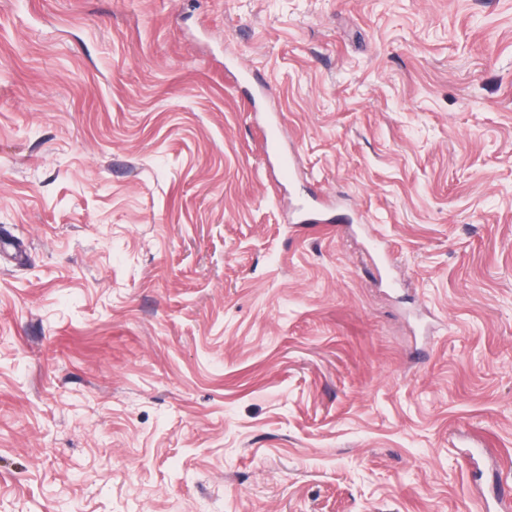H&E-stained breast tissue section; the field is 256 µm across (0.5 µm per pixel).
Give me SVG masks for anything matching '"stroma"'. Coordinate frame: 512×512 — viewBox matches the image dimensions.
<instances>
[{
  "label": "stroma",
  "mask_w": 512,
  "mask_h": 512,
  "mask_svg": "<svg viewBox=\"0 0 512 512\" xmlns=\"http://www.w3.org/2000/svg\"><path fill=\"white\" fill-rule=\"evenodd\" d=\"M495 476L512 0H0V512H486Z\"/></svg>",
  "instance_id": "35a3bbf8"
}]
</instances>
